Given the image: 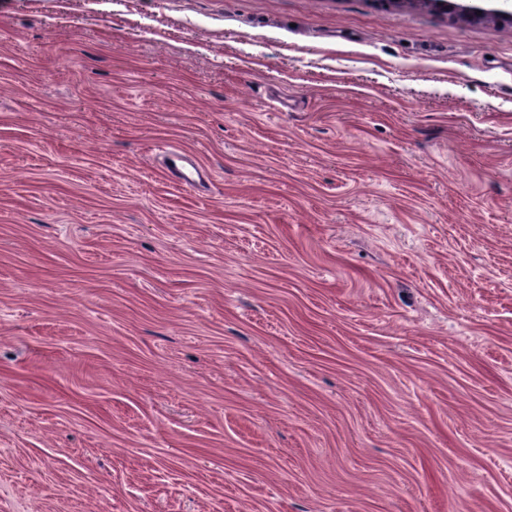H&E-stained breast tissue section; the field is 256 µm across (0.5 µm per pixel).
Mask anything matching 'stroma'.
Wrapping results in <instances>:
<instances>
[{"label": "stroma", "mask_w": 512, "mask_h": 512, "mask_svg": "<svg viewBox=\"0 0 512 512\" xmlns=\"http://www.w3.org/2000/svg\"><path fill=\"white\" fill-rule=\"evenodd\" d=\"M0 512H512V26L0 0ZM172 180L179 184H192L200 177L198 167L182 152L172 150L165 157Z\"/></svg>", "instance_id": "35a3bbf8"}]
</instances>
